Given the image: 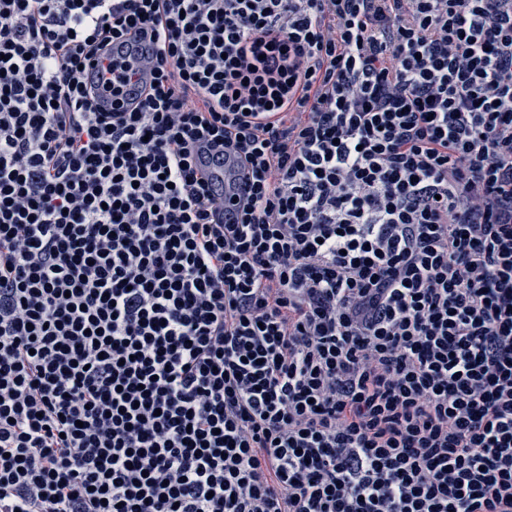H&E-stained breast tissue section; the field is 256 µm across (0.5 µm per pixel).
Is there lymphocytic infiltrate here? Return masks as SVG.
<instances>
[{
  "mask_svg": "<svg viewBox=\"0 0 512 512\" xmlns=\"http://www.w3.org/2000/svg\"><path fill=\"white\" fill-rule=\"evenodd\" d=\"M0 512H512V0H0ZM134 56L136 58V66H139V74L132 80L133 85L129 84L123 88L125 98L124 107L137 101L140 95V87L138 88V84L134 85V83H136L138 79L144 83L147 81L148 66L150 62L156 58L154 45L151 42H147L145 47L139 50L138 54H135Z\"/></svg>",
  "mask_w": 512,
  "mask_h": 512,
  "instance_id": "lymphocytic-infiltrate-1",
  "label": "lymphocytic infiltrate"
}]
</instances>
